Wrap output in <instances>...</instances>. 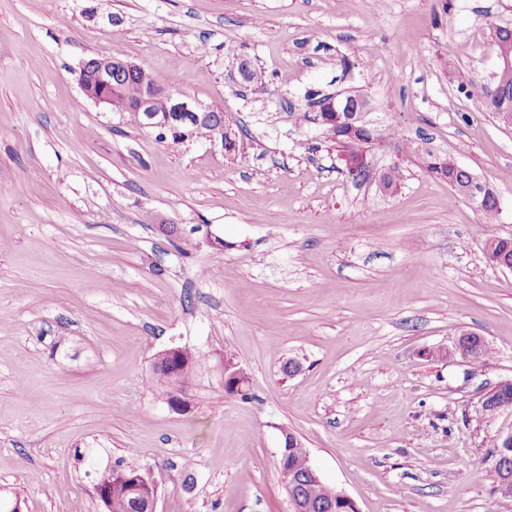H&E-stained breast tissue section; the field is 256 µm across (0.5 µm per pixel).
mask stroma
I'll return each mask as SVG.
<instances>
[{"mask_svg":"<svg viewBox=\"0 0 512 512\" xmlns=\"http://www.w3.org/2000/svg\"><path fill=\"white\" fill-rule=\"evenodd\" d=\"M444 3L0 0V503L103 512L94 471L119 462L156 512H289L288 431L360 512H512L492 455L512 409L476 418L512 379V269L486 256L512 237V125L455 80L491 79L512 0H454L451 23ZM242 55L264 88L238 84ZM92 57L222 110L234 148L95 104ZM311 90L369 99L368 180L282 109ZM427 150L493 189V227ZM464 330L493 355L440 357ZM174 347L195 358L175 402L154 367Z\"/></svg>","mask_w":512,"mask_h":512,"instance_id":"35a3bbf8","label":"stroma"}]
</instances>
